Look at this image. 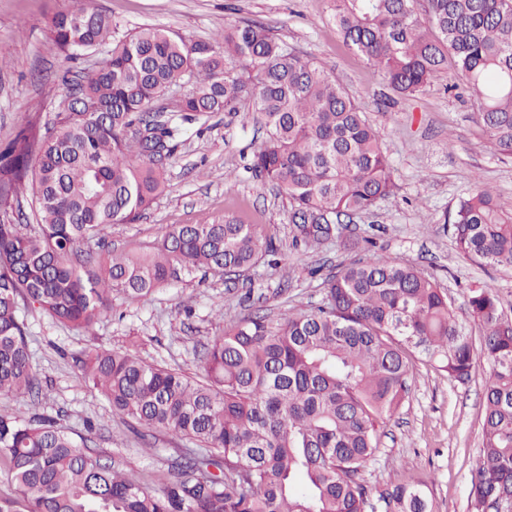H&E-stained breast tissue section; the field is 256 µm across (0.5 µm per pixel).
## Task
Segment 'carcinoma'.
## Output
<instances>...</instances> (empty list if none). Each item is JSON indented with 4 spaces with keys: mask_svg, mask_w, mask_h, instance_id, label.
I'll list each match as a JSON object with an SVG mask.
<instances>
[{
    "mask_svg": "<svg viewBox=\"0 0 512 512\" xmlns=\"http://www.w3.org/2000/svg\"><path fill=\"white\" fill-rule=\"evenodd\" d=\"M333 0L344 43L392 90L424 92L452 66L477 106L488 147L512 158V0ZM71 60L112 43L100 69L69 85L57 111L36 117L0 149V395H39L24 303L75 328L112 312V291L139 300L195 271L224 275L279 265L264 229L233 213L178 224L131 251H93L114 224L136 221L166 186L181 128L213 112L248 119L265 139L248 170L288 201L295 246L341 240V220L396 189L380 134L352 95L269 30L228 25L191 41L163 27L119 33L79 3L52 20ZM21 218L14 219V214ZM459 254L512 265V201L481 187L450 224ZM310 310L274 323L258 313L212 337L202 378L95 349L76 359L112 416L142 438L164 429L199 444L167 459L154 491L120 464L84 455L53 419L0 413V459L12 494L0 512H431L414 479L373 489L361 476L380 431L402 406L416 360L450 380L489 366L482 447L472 470V512H512V318L496 287L469 289L474 344L451 299L419 268L368 258L322 282Z\"/></svg>",
    "mask_w": 512,
    "mask_h": 512,
    "instance_id": "carcinoma-1",
    "label": "carcinoma"
}]
</instances>
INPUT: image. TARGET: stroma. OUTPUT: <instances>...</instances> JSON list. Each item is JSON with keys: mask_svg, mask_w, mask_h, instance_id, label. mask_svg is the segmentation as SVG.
<instances>
[{"mask_svg": "<svg viewBox=\"0 0 512 512\" xmlns=\"http://www.w3.org/2000/svg\"><path fill=\"white\" fill-rule=\"evenodd\" d=\"M118 22L121 30L163 26L189 40H208L224 26L251 21L266 26L288 49L312 58L357 99L382 136L397 189L372 212L348 224L341 242L320 248L293 247L288 204L246 172L263 133L241 116L215 112L205 132L183 124L181 146L170 163L165 190L134 223L105 232L121 251L154 240L172 224H211L225 213L259 224L281 263L227 279L196 273L145 299L112 295V313L85 332L45 313L20 307L42 396L1 397L0 412L22 419L62 416L82 450L103 463L120 462L149 487H157L164 460L188 440L158 430L141 440L134 424L113 418L108 402L82 378L75 358L91 348L132 349L146 362L204 376V346L224 327L254 313L280 321L323 298L322 275L361 257L349 241L372 238V255L405 262L432 275L454 302L471 336L467 288L496 285L512 317V268L485 266L461 257L448 233L459 200L479 187L512 199V159L485 147L474 122L476 104L465 89L448 91L453 71L422 94L401 97L363 59L353 54L330 20L332 0H86ZM76 0H0V147L39 112L56 111L61 78L92 76L101 54L73 62L50 32L54 14ZM485 362H476L467 382H453L416 364L399 414L383 427L380 451L364 477L384 488L390 479L421 481L432 512H469L471 469L482 440Z\"/></svg>", "mask_w": 512, "mask_h": 512, "instance_id": "stroma-1", "label": "stroma"}]
</instances>
